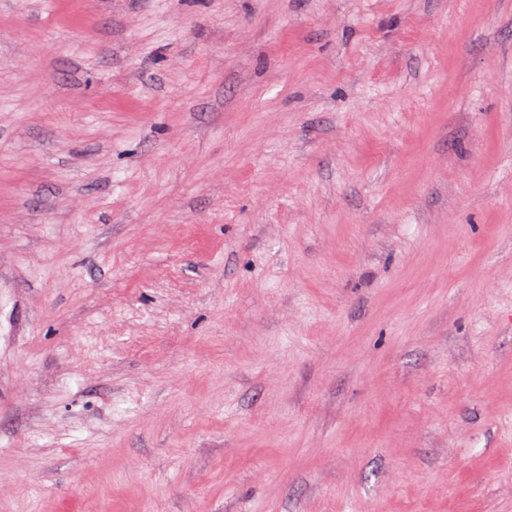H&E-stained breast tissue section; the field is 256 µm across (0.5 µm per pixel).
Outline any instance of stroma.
Masks as SVG:
<instances>
[{
  "mask_svg": "<svg viewBox=\"0 0 512 512\" xmlns=\"http://www.w3.org/2000/svg\"><path fill=\"white\" fill-rule=\"evenodd\" d=\"M0 512H512V0H0Z\"/></svg>",
  "mask_w": 512,
  "mask_h": 512,
  "instance_id": "obj_1",
  "label": "stroma"
}]
</instances>
